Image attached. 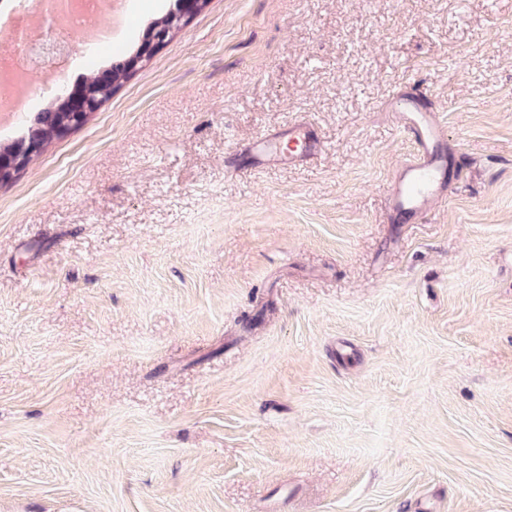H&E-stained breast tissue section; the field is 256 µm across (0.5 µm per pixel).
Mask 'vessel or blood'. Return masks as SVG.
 <instances>
[{
  "instance_id": "b4317fda",
  "label": "vessel or blood",
  "mask_w": 512,
  "mask_h": 512,
  "mask_svg": "<svg viewBox=\"0 0 512 512\" xmlns=\"http://www.w3.org/2000/svg\"><path fill=\"white\" fill-rule=\"evenodd\" d=\"M413 141L411 153L395 171L386 198L389 212L424 215L443 195L448 155L445 126L419 87H398L386 104ZM324 144L306 121L289 125L287 133L267 134L251 148L255 166L293 165L316 159Z\"/></svg>"
}]
</instances>
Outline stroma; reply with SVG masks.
Returning <instances> with one entry per match:
<instances>
[{
  "label": "stroma",
  "mask_w": 512,
  "mask_h": 512,
  "mask_svg": "<svg viewBox=\"0 0 512 512\" xmlns=\"http://www.w3.org/2000/svg\"><path fill=\"white\" fill-rule=\"evenodd\" d=\"M127 2L101 68L175 0ZM411 80L450 174L400 224ZM427 503L512 512V0H208L0 185V512ZM288 149H285V141ZM324 149L314 126L307 121H297L288 126V134H267L256 140L251 148L255 167L270 164L294 165L316 159Z\"/></svg>",
  "instance_id": "obj_1"
}]
</instances>
